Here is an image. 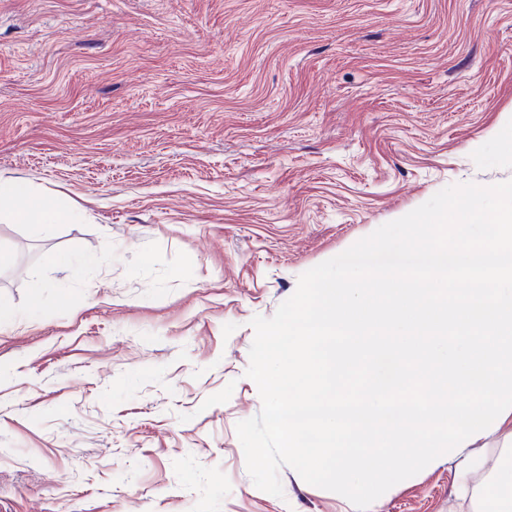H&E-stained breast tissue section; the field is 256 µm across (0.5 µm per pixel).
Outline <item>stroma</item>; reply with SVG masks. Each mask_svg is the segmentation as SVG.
<instances>
[{
  "label": "stroma",
  "mask_w": 512,
  "mask_h": 512,
  "mask_svg": "<svg viewBox=\"0 0 512 512\" xmlns=\"http://www.w3.org/2000/svg\"><path fill=\"white\" fill-rule=\"evenodd\" d=\"M510 120L512 0H0V177L86 211L0 221V512H356L288 466L253 484L250 321L438 191L512 180ZM376 509L472 503L443 463Z\"/></svg>",
  "instance_id": "35a3bbf8"
}]
</instances>
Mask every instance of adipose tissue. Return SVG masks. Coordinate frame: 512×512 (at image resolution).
Segmentation results:
<instances>
[{
	"label": "adipose tissue",
	"mask_w": 512,
	"mask_h": 512,
	"mask_svg": "<svg viewBox=\"0 0 512 512\" xmlns=\"http://www.w3.org/2000/svg\"><path fill=\"white\" fill-rule=\"evenodd\" d=\"M0 212L7 213L14 222L35 226L77 222L85 216L83 210L49 204L20 179H0Z\"/></svg>",
	"instance_id": "adipose-tissue-1"
}]
</instances>
